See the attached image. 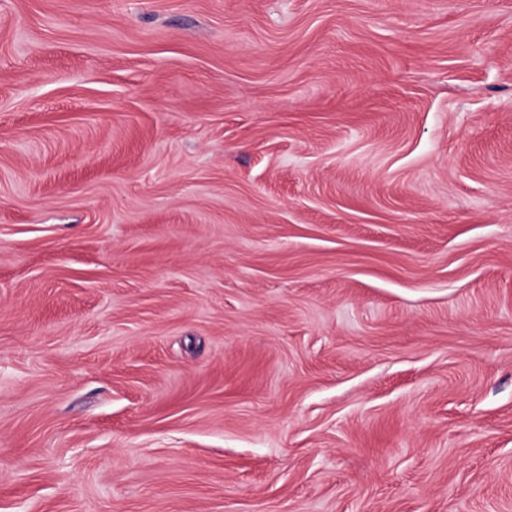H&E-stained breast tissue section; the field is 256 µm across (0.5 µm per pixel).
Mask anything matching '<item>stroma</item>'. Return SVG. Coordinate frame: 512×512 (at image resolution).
Wrapping results in <instances>:
<instances>
[{
    "mask_svg": "<svg viewBox=\"0 0 512 512\" xmlns=\"http://www.w3.org/2000/svg\"><path fill=\"white\" fill-rule=\"evenodd\" d=\"M0 512H512V0H0Z\"/></svg>",
    "mask_w": 512,
    "mask_h": 512,
    "instance_id": "obj_1",
    "label": "stroma"
}]
</instances>
